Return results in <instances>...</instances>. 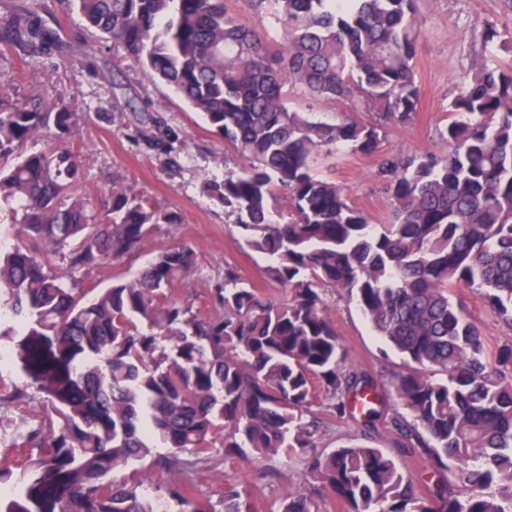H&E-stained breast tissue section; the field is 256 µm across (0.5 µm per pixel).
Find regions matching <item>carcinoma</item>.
<instances>
[{
	"label": "carcinoma",
	"mask_w": 512,
	"mask_h": 512,
	"mask_svg": "<svg viewBox=\"0 0 512 512\" xmlns=\"http://www.w3.org/2000/svg\"><path fill=\"white\" fill-rule=\"evenodd\" d=\"M234 2L256 23L229 0H78L87 27L122 44L233 146L239 170L205 189L272 259L265 274L288 290L283 301L229 265L209 288L222 313L192 312L178 293L196 266L185 245L161 249L92 300L77 296L78 273L133 256L181 219L117 183L95 217L72 192L80 114L63 102L11 103L0 91V159H12L0 165V213L16 229L0 250V339L19 337L46 402L20 435L39 456L16 477L17 492L0 496V512H154L138 485L112 474L135 463L179 468L181 453L204 455L215 437L226 456L309 455L312 482L279 512H319L326 494L346 512H512V347L492 354L450 295L476 291L512 325V64L480 68L448 103L444 154L381 157L391 218L372 224L312 162L327 145L374 153L385 125L416 115L415 0ZM267 18L275 39L261 29ZM54 41L32 12L0 19L1 43L50 54ZM287 85L350 100L376 119L344 112L312 122L289 109ZM141 122L154 129L147 148L177 163L162 117ZM39 137L51 146L27 149ZM278 189L286 221L273 206ZM328 288L354 300L406 360L389 380L402 411L385 425L433 469L432 499L381 448L318 451L326 420L380 417L377 383L345 365ZM316 383L323 415L312 409ZM155 440L167 455L151 457ZM191 491L182 483L168 495L191 506ZM223 504L242 512L234 486Z\"/></svg>",
	"instance_id": "obj_1"
}]
</instances>
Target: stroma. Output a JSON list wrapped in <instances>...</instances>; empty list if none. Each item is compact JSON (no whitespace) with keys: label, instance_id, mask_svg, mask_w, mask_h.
I'll list each match as a JSON object with an SVG mask.
<instances>
[{"label":"stroma","instance_id":"obj_1","mask_svg":"<svg viewBox=\"0 0 512 512\" xmlns=\"http://www.w3.org/2000/svg\"><path fill=\"white\" fill-rule=\"evenodd\" d=\"M37 10L46 26L58 33L61 44L49 56L31 57L0 44V76L14 78L12 96L17 100L41 99L69 103L82 116L77 137L80 180L75 186L95 211L105 213L113 184L127 183L156 205L177 211L182 222L162 229L144 241L132 257L100 265L77 274L78 291L89 294L109 288L116 278H131L148 265L162 248L185 244L196 254V271L180 288V295L201 313H212L210 285L224 277L225 266H234L240 278L266 297L281 301L287 290L264 273L266 261L254 251L236 226L235 215L208 195L206 182L223 180L237 171L240 160L232 147L214 135L172 88L154 78L129 58L121 44L97 42L73 0H0V18L19 6ZM421 36L417 51V85L420 105L405 125H386L378 153L363 154L351 147H323L315 158L320 177L343 185L351 203L376 224L390 217L389 193L376 178L379 153L404 157L439 150L437 130L448 119L446 107L464 81L484 62L504 60L498 42H485L483 31L494 27L501 36L512 35V0H416ZM157 112L177 136L178 165L165 155L146 151L139 141L140 114ZM470 319L492 347L512 344V327L495 318L480 295L467 288L453 292ZM324 300L346 353L348 367L381 382V411L391 415L400 406L386 389L390 372L402 363L400 355L375 336L355 303L329 290ZM366 442L384 449L399 467L416 477L420 487L433 486L426 462L402 440L384 429H364L354 421H334L325 427L323 442L333 449L352 442ZM122 478L138 482L149 501L166 512H179L166 493L169 485L191 482L197 505L220 512L225 485H234L251 512H279L290 492L308 480L306 456L254 459L251 450L233 457L222 448L211 450L206 464L193 473L181 469L157 470L151 479L125 470Z\"/></svg>","mask_w":512,"mask_h":512}]
</instances>
